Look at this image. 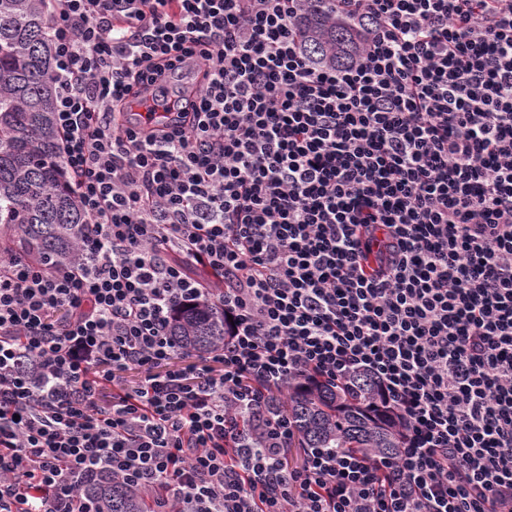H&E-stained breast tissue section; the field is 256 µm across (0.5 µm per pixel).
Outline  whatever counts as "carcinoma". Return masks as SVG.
Wrapping results in <instances>:
<instances>
[{"label": "carcinoma", "instance_id": "carcinoma-1", "mask_svg": "<svg viewBox=\"0 0 512 512\" xmlns=\"http://www.w3.org/2000/svg\"><path fill=\"white\" fill-rule=\"evenodd\" d=\"M45 11V0H0V247L64 265L75 258L86 217L58 158ZM301 34L315 60L335 65L361 42L359 29L330 23L320 9L309 12ZM172 333L181 348L207 354L224 343V315L215 307L180 312ZM373 400L364 379L349 390L291 387L285 407L307 448L389 455L399 433L391 416L372 410ZM81 492L95 512H147L146 499L108 473Z\"/></svg>", "mask_w": 512, "mask_h": 512}]
</instances>
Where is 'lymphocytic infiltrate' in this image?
Masks as SVG:
<instances>
[{
	"instance_id": "obj_1",
	"label": "lymphocytic infiltrate",
	"mask_w": 512,
	"mask_h": 512,
	"mask_svg": "<svg viewBox=\"0 0 512 512\" xmlns=\"http://www.w3.org/2000/svg\"><path fill=\"white\" fill-rule=\"evenodd\" d=\"M311 2L48 0L87 223L72 264L0 254V512L103 472L153 512H512V0H329L342 66ZM199 303L227 336L175 364ZM357 373L396 454L289 465L279 395ZM360 33L358 28L342 21L330 23L328 13L320 9L309 12L301 31L307 52L316 61L335 65L351 58L361 42ZM331 48L333 53L330 52Z\"/></svg>"
}]
</instances>
